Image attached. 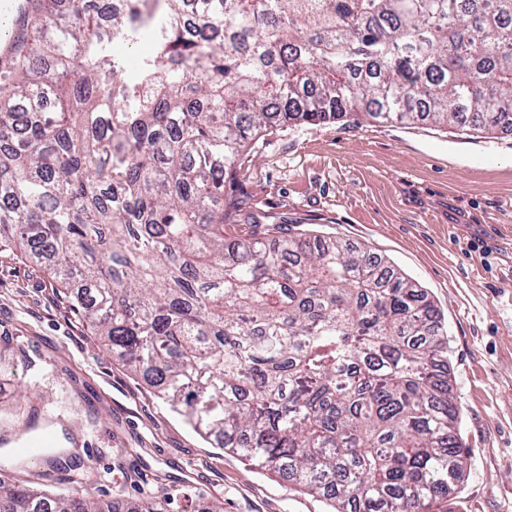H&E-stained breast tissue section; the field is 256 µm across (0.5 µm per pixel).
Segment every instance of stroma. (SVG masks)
Returning <instances> with one entry per match:
<instances>
[{
    "label": "stroma",
    "mask_w": 512,
    "mask_h": 512,
    "mask_svg": "<svg viewBox=\"0 0 512 512\" xmlns=\"http://www.w3.org/2000/svg\"><path fill=\"white\" fill-rule=\"evenodd\" d=\"M239 195L263 218L366 248L427 289L445 319L449 370L470 457L440 512H512V134L345 119L262 137ZM0 465L26 426L21 395L65 455L49 482L69 494L71 464L101 499L169 497L187 486L224 512H330L325 499L204 441L97 339L43 263L0 248Z\"/></svg>",
    "instance_id": "stroma-1"
}]
</instances>
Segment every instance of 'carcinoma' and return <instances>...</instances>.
Masks as SVG:
<instances>
[{
    "instance_id": "obj_1",
    "label": "carcinoma",
    "mask_w": 512,
    "mask_h": 512,
    "mask_svg": "<svg viewBox=\"0 0 512 512\" xmlns=\"http://www.w3.org/2000/svg\"><path fill=\"white\" fill-rule=\"evenodd\" d=\"M30 0L0 62V245L207 440L332 503L434 512L469 450L405 274L242 211L240 158L350 116L512 133V0ZM149 41L152 51L133 55ZM253 224L228 242L224 225ZM0 512H117L89 473Z\"/></svg>"
}]
</instances>
